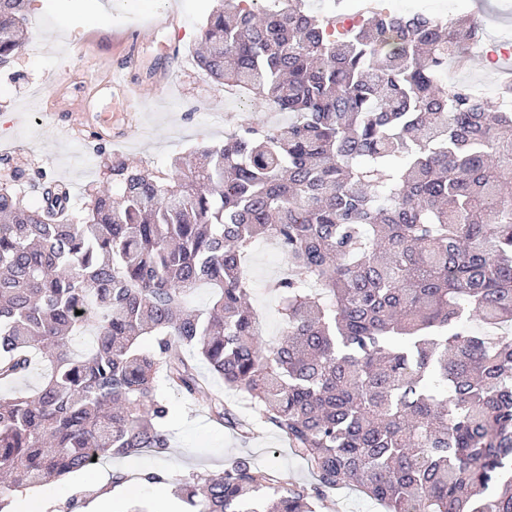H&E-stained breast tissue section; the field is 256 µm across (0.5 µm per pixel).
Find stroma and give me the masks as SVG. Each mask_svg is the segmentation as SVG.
<instances>
[{"label":"stroma","mask_w":512,"mask_h":512,"mask_svg":"<svg viewBox=\"0 0 512 512\" xmlns=\"http://www.w3.org/2000/svg\"><path fill=\"white\" fill-rule=\"evenodd\" d=\"M213 0H38L28 9V35L9 67L0 69V186L13 190L31 207L42 200L36 176L71 189L70 214L81 222L92 194L110 189L112 161L123 160L164 178L172 177L174 158L200 144L223 142L241 122L273 126L285 121L261 100H247L225 90L193 59L203 22ZM435 16L472 17L480 21L482 47L494 55L491 65L452 73L454 82L493 96L512 82V0H428ZM144 84L170 78L168 91L141 105L109 91V68ZM44 90L47 113L28 110L26 96ZM96 109L83 111L84 102ZM285 271V254L273 241L257 243L247 262L251 302L265 346L277 345L282 318L270 285ZM156 392L168 404L172 446L161 456H140L161 473V484H140L136 500L118 499L116 512L131 505L159 512L178 482L191 476L223 473L229 461L249 458L276 470L289 482L308 485L313 476L287 440L266 426L258 410L241 406L252 423L248 436L214 422L205 402L158 381ZM56 494L59 512H82L96 492L80 475L43 484Z\"/></svg>","instance_id":"35a3bbf8"}]
</instances>
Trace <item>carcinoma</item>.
<instances>
[{
    "label": "carcinoma",
    "instance_id": "obj_1",
    "mask_svg": "<svg viewBox=\"0 0 512 512\" xmlns=\"http://www.w3.org/2000/svg\"><path fill=\"white\" fill-rule=\"evenodd\" d=\"M216 2L198 67L288 121L243 123L169 180L115 161L119 196L78 224L63 184L36 208L0 188V382L45 367L35 393L0 394V512L94 458L165 454L161 377L247 435L195 360L314 482L240 457L179 484L189 512H316L341 488L385 512H512V107L448 83L479 25L387 0L331 18ZM27 8L0 0V66ZM259 238L287 258L267 350L245 264ZM203 285L210 307H188Z\"/></svg>",
    "mask_w": 512,
    "mask_h": 512
}]
</instances>
